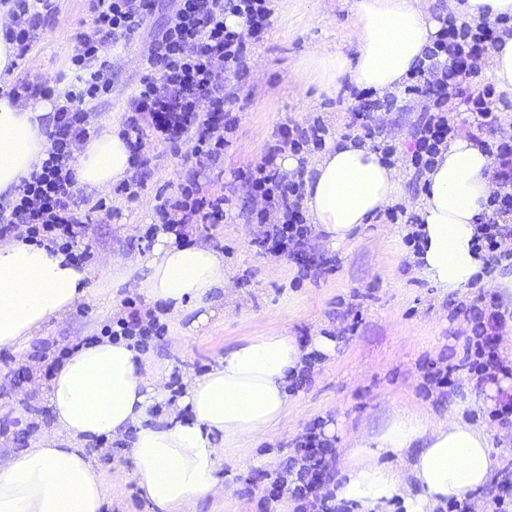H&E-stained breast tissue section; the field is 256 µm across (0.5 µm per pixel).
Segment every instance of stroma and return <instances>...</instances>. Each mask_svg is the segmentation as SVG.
Wrapping results in <instances>:
<instances>
[{
	"mask_svg": "<svg viewBox=\"0 0 512 512\" xmlns=\"http://www.w3.org/2000/svg\"><path fill=\"white\" fill-rule=\"evenodd\" d=\"M354 0H270L271 16L261 41L248 62V72L235 83L230 110L238 123L219 162L199 166L189 146H171L149 137L144 153L150 174L136 198L113 189L87 190L77 186L75 209L84 224L91 250L86 266L92 272L87 301L51 320L30 340L0 347V455L17 453L36 444L50 430L44 383L52 359L66 356L76 345L101 338L105 324L130 312L150 313L137 290L113 284L101 275L104 261H126L150 251L149 229L158 218L159 198L179 194L189 178L203 191L223 196L233 218L223 224H190L180 242L204 244L224 256L229 286L224 302L210 320L188 335L168 326L162 339L150 343V358L167 363L163 384L170 401L189 379L207 373L225 350L240 340L278 332L301 342L326 334L336 337V354L316 358L306 385L292 391L291 407L278 430L267 437L245 439L224 451L221 476L224 492L198 500L196 512H279L290 495L261 508L263 489L279 475L297 441L313 425L332 426L336 450L332 488L346 477L348 451L366 431L378 430L396 410L409 408L446 416L461 410L465 420L485 426L501 462L512 461V436L505 424L490 418L499 398L463 380L456 396H441L428 381L432 367L457 363L472 335L471 321L454 314L457 304L475 303L478 296L497 295L512 312V295L497 281L508 264L491 263L486 282L461 293H445L417 272L413 250L405 242L415 218L413 207L423 193L407 161L411 132L420 113L416 100L399 98L396 106L378 111L379 131L370 144L396 148L392 164L402 176L404 197L394 205L399 215L390 221L380 213L361 225L348 243L338 246L323 235L310 234L308 256L331 258V270L304 274L295 260L266 254L257 243L262 227L246 221L255 203L246 195L244 176L264 156L280 125L307 126L321 119L331 136L357 137L350 128L352 84L322 91L298 64L312 48L353 54L359 30ZM57 8L39 29L29 53L10 75L0 76V90L22 81H46L56 92L67 90L74 78L70 62L76 54L77 32L91 23L90 0H57ZM171 0H157L146 26L111 49L112 91L87 112L93 128L123 116L127 99L146 69L142 58L148 41L167 20ZM489 71L464 81L452 101L450 116L459 134L483 140L512 136V99L493 91L490 107L497 121L490 130H477L464 98L491 85ZM106 207H98V199ZM106 489L103 512H151L140 498L130 459L118 444L104 442L97 454Z\"/></svg>",
	"mask_w": 512,
	"mask_h": 512,
	"instance_id": "35a3bbf8",
	"label": "stroma"
}]
</instances>
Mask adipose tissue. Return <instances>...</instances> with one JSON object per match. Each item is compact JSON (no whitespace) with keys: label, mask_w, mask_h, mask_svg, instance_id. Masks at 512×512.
Returning <instances> with one entry per match:
<instances>
[{"label":"adipose tissue","mask_w":512,"mask_h":512,"mask_svg":"<svg viewBox=\"0 0 512 512\" xmlns=\"http://www.w3.org/2000/svg\"><path fill=\"white\" fill-rule=\"evenodd\" d=\"M359 45L348 55L324 48L301 61L324 91L342 82L385 95L399 88L440 24L425 0H357ZM51 105L13 103L0 94V194L14 192L47 157ZM76 180L105 189L125 179L130 151L118 124H107L76 153ZM492 161L467 136L449 141L427 172L415 208L425 251L419 271L435 287L462 291L484 279L487 261L474 241L491 190ZM402 194L398 170L380 151L351 139L330 144L308 167L304 205L328 242L348 241ZM90 272L65 253L25 237L0 243V346L26 342L51 319L84 302ZM121 282L162 304L168 317L186 307L206 323L228 285L224 257L207 245H180L158 228L149 253L128 260ZM334 355L333 337L310 342L270 333L225 351L190 379L177 406L165 407L164 369L132 343L104 338L77 347L53 372L47 392L54 427L36 446L0 460V512H101L105 486L92 448L101 437L128 439L129 458L154 512H194L219 494L225 446L263 437L287 417L289 377L310 352ZM389 453L394 463L378 458ZM340 499L360 512H433L485 486L499 466L489 434L461 416L403 409L378 431L356 439Z\"/></svg>","instance_id":"ef3b65f1"}]
</instances>
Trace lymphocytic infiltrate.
<instances>
[{
    "instance_id": "1",
    "label": "lymphocytic infiltrate",
    "mask_w": 512,
    "mask_h": 512,
    "mask_svg": "<svg viewBox=\"0 0 512 512\" xmlns=\"http://www.w3.org/2000/svg\"><path fill=\"white\" fill-rule=\"evenodd\" d=\"M0 3L8 7V22L0 26V36L15 45L19 55H26L35 31L55 11L53 0ZM155 8V0H93L92 22L80 33V50L71 58L75 71L71 89L59 97L45 82H22L13 87V101L39 96L54 99L55 104L48 157L40 171L25 180L18 196L0 206V238L23 234L31 241L59 246L76 264L89 259L90 250L80 246L82 223L71 208L76 183L72 148L91 135L87 104L111 89L108 65L103 60L108 45L134 35ZM228 14L240 18L238 28L225 25ZM270 14L267 0H172L167 23L148 44V73L127 105L122 133L138 176L119 185L118 194L132 199L142 188L148 173V161L143 156L148 136L174 146L190 145L192 153L203 159L223 155L226 135L237 121L226 109L231 101L226 83L229 78L246 75L251 48L264 33ZM493 27H474L448 18L414 66L404 93L424 100L412 134L410 163L415 174L431 170L447 146L454 128L446 107L459 95L462 82L481 72L488 45L498 42ZM328 134L327 126L318 119L306 127H280L263 160L246 177L252 197L263 202L261 209L250 212L249 219L264 225L259 243L272 256L300 255L310 234L300 211L303 184L281 177L275 161L286 152L299 155L308 146L324 147ZM484 150L496 167V188L489 197L475 246L499 262L512 258L511 252L501 248L503 240L512 235V139L485 145ZM225 203V198L200 193L192 180L179 195L162 199L156 211L161 222L173 229L197 222L222 224L230 217ZM468 313L474 324L473 337L453 372H467L482 383L503 367L495 338L506 315L494 297L471 304ZM335 460L331 442L319 429H310L299 441L277 481L297 501L299 512H335L328 497L316 494L319 481L327 477Z\"/></svg>"
}]
</instances>
